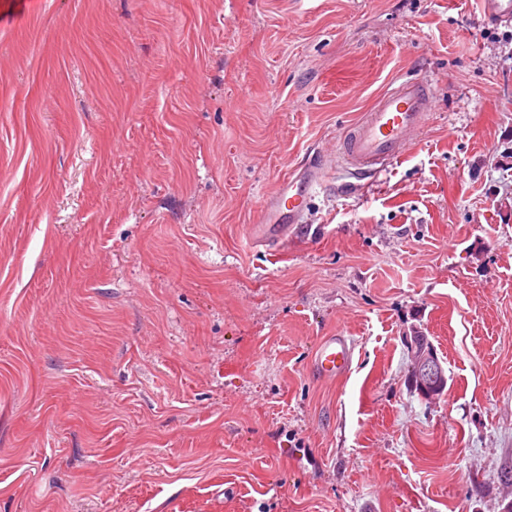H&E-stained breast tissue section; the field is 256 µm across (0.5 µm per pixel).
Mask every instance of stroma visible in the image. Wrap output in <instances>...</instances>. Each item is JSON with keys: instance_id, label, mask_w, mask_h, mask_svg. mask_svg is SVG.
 I'll return each mask as SVG.
<instances>
[{"instance_id": "1", "label": "stroma", "mask_w": 512, "mask_h": 512, "mask_svg": "<svg viewBox=\"0 0 512 512\" xmlns=\"http://www.w3.org/2000/svg\"><path fill=\"white\" fill-rule=\"evenodd\" d=\"M479 9L0 0V512H512V24ZM399 76L428 126L353 178ZM434 97L422 78L393 80L346 137L341 155L349 170L357 176L381 174L402 158L423 133ZM321 165L310 168L304 177L287 176L261 208L260 218L250 226L249 240L255 246L283 242L288 229L298 224L307 192L318 179ZM354 352L353 339L342 331H336V334L320 340L313 356V369L325 379L344 376L351 369ZM427 336H411L409 352L412 361L411 385L423 399L435 400L447 388V374L435 347L426 343Z\"/></svg>"}]
</instances>
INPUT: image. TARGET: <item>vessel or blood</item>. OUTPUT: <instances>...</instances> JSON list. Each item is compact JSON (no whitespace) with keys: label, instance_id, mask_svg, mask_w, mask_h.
I'll use <instances>...</instances> for the list:
<instances>
[{"label":"vessel or blood","instance_id":"vessel-or-blood-1","mask_svg":"<svg viewBox=\"0 0 512 512\" xmlns=\"http://www.w3.org/2000/svg\"><path fill=\"white\" fill-rule=\"evenodd\" d=\"M484 17L494 22H512V0H480ZM435 97L434 88L424 79L402 77L382 91L373 107L350 130L341 152L349 170L358 176L379 174L398 161L423 133ZM321 173L312 167L302 177L282 179L261 208L260 218L251 225L253 245L283 241L304 210L307 192ZM355 346L343 332L323 337L313 356L319 377L333 379L351 368Z\"/></svg>","mask_w":512,"mask_h":512}]
</instances>
